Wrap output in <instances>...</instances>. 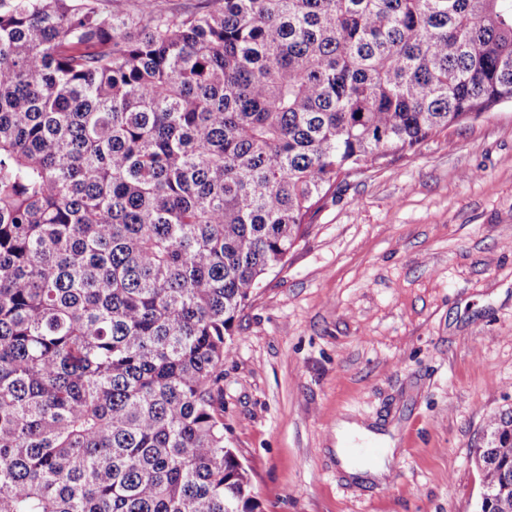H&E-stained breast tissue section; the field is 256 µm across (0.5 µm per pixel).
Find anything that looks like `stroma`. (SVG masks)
Wrapping results in <instances>:
<instances>
[{
    "label": "stroma",
    "instance_id": "35a3bbf8",
    "mask_svg": "<svg viewBox=\"0 0 512 512\" xmlns=\"http://www.w3.org/2000/svg\"><path fill=\"white\" fill-rule=\"evenodd\" d=\"M232 340L224 436L263 512H476L512 411V107L339 180ZM340 419L395 440L386 482L341 469ZM490 436L486 447L478 448L475 453V464L484 475V486H494L481 494L482 502L487 497L486 511L490 512L494 487H512V412H501L488 424ZM491 479V481H490Z\"/></svg>",
    "mask_w": 512,
    "mask_h": 512
}]
</instances>
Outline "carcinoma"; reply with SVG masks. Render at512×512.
<instances>
[{
    "instance_id": "cac0c4a2",
    "label": "carcinoma",
    "mask_w": 512,
    "mask_h": 512,
    "mask_svg": "<svg viewBox=\"0 0 512 512\" xmlns=\"http://www.w3.org/2000/svg\"><path fill=\"white\" fill-rule=\"evenodd\" d=\"M204 2L0 0V512H262L224 439L254 290L339 176L512 105V0Z\"/></svg>"
}]
</instances>
